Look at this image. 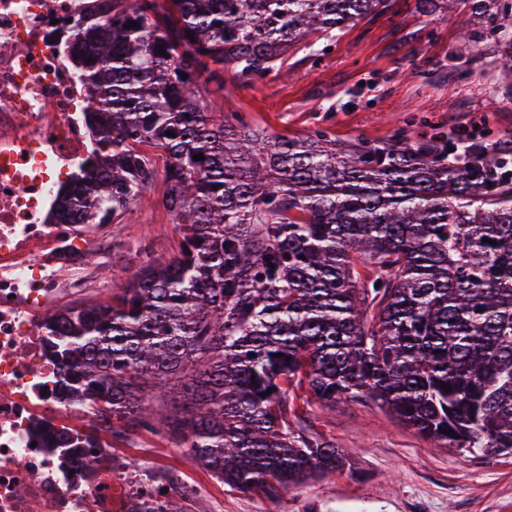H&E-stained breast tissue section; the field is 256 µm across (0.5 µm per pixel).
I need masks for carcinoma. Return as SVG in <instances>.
I'll return each instance as SVG.
<instances>
[{"label": "carcinoma", "instance_id": "carcinoma-1", "mask_svg": "<svg viewBox=\"0 0 512 512\" xmlns=\"http://www.w3.org/2000/svg\"><path fill=\"white\" fill-rule=\"evenodd\" d=\"M417 2L427 14L457 4ZM466 2L512 52L500 0ZM384 8L111 0L112 36L77 30L98 141L60 201L74 224L111 223L157 179L137 148L147 143L165 161L156 203L183 231L179 255L147 264L114 301L45 325L65 398L91 410V426L158 427L224 484L270 499L349 466L288 420L293 385L324 408L373 400L450 448L512 454V177L448 161L431 139H270L224 120L200 88L223 86L226 65L245 82L263 76L309 34ZM173 381L178 408L164 401ZM89 442L55 434L72 454Z\"/></svg>", "mask_w": 512, "mask_h": 512}]
</instances>
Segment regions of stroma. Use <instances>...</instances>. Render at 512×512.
Masks as SVG:
<instances>
[{
  "label": "stroma",
  "mask_w": 512,
  "mask_h": 512,
  "mask_svg": "<svg viewBox=\"0 0 512 512\" xmlns=\"http://www.w3.org/2000/svg\"><path fill=\"white\" fill-rule=\"evenodd\" d=\"M469 11L426 15L416 0H388L382 16L364 19L296 46L274 69L251 82L225 69L223 85L208 84L225 115L271 135L320 129L340 142L414 145L448 140L460 125L493 142L512 137V99L495 89L504 57L494 53L492 27L476 41L460 38ZM162 182L112 223V247L85 262L87 281L69 307L111 301L139 270L173 258L182 230L156 200ZM290 420L331 441L347 469L318 475L271 500L224 485L198 466L164 431L137 429L112 440V469L127 465L164 488L192 485L173 512H512V455L486 457L437 445L370 401L322 409L302 389L288 392Z\"/></svg>",
  "instance_id": "stroma-1"
}]
</instances>
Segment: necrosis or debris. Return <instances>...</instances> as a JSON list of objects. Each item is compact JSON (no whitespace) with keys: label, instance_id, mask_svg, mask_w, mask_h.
I'll list each match as a JSON object with an SVG mask.
<instances>
[{"label":"necrosis or debris","instance_id":"1","mask_svg":"<svg viewBox=\"0 0 512 512\" xmlns=\"http://www.w3.org/2000/svg\"><path fill=\"white\" fill-rule=\"evenodd\" d=\"M97 0H0V512H117L112 457L92 472L49 447L81 430L85 409L55 391L61 375L44 325L84 285L87 249L108 224L57 218L59 189L96 140L75 30Z\"/></svg>","mask_w":512,"mask_h":512}]
</instances>
